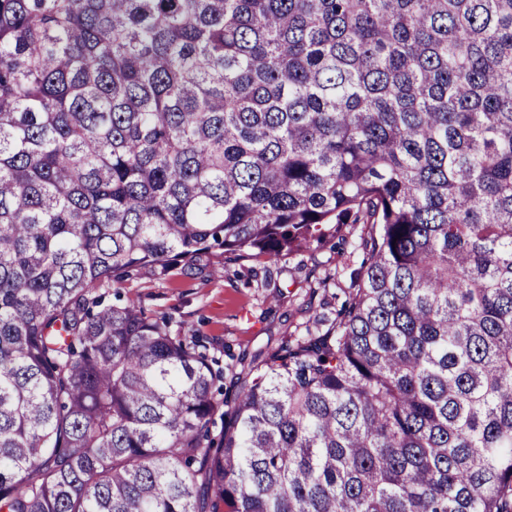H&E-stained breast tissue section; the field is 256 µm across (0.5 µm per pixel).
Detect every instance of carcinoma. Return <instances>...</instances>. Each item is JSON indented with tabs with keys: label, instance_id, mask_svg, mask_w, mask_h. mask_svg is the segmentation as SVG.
Wrapping results in <instances>:
<instances>
[{
	"label": "carcinoma",
	"instance_id": "cac0c4a2",
	"mask_svg": "<svg viewBox=\"0 0 512 512\" xmlns=\"http://www.w3.org/2000/svg\"><path fill=\"white\" fill-rule=\"evenodd\" d=\"M330 224L229 388L102 292ZM0 512H512V0H0Z\"/></svg>",
	"mask_w": 512,
	"mask_h": 512
}]
</instances>
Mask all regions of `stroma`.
Instances as JSON below:
<instances>
[{
    "label": "stroma",
    "mask_w": 512,
    "mask_h": 512,
    "mask_svg": "<svg viewBox=\"0 0 512 512\" xmlns=\"http://www.w3.org/2000/svg\"><path fill=\"white\" fill-rule=\"evenodd\" d=\"M338 244L304 246L273 264L206 254L163 280L142 271L123 291L148 314L169 317L172 332L210 339L239 370L330 315L331 296L350 285L346 276L331 282Z\"/></svg>",
    "instance_id": "35a3bbf8"
}]
</instances>
